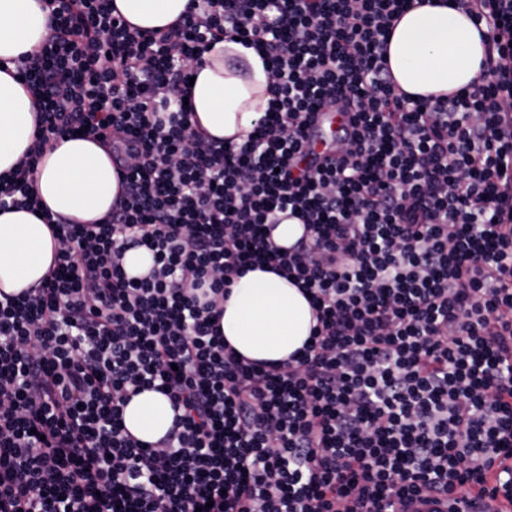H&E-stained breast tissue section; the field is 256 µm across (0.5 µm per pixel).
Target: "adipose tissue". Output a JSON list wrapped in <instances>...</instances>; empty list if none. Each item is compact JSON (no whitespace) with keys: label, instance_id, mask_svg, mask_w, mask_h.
<instances>
[{"label":"adipose tissue","instance_id":"obj_1","mask_svg":"<svg viewBox=\"0 0 512 512\" xmlns=\"http://www.w3.org/2000/svg\"><path fill=\"white\" fill-rule=\"evenodd\" d=\"M190 0H112L132 26L154 30L185 14ZM485 24H474L454 0H421L407 10L387 38L385 56L396 84L414 96L450 94L478 80L486 58ZM39 0H0V174L9 172L32 142V95L17 75L15 59L48 35ZM188 98L199 128L243 143L268 109L269 77L260 54L224 40L204 53L193 70ZM35 191L49 212L79 224L111 209L119 191L108 153L97 143L67 138L46 152ZM59 243L47 224L26 210H0V293L38 283L54 263ZM316 324L308 299L290 279L260 269L236 279L220 319L227 345L252 361L283 362L302 350ZM174 411L160 392L133 396L124 409L126 429L157 443L172 426Z\"/></svg>","mask_w":512,"mask_h":512}]
</instances>
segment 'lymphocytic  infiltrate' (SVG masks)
<instances>
[{"mask_svg":"<svg viewBox=\"0 0 512 512\" xmlns=\"http://www.w3.org/2000/svg\"><path fill=\"white\" fill-rule=\"evenodd\" d=\"M50 34L16 70L33 142L0 209L39 211L47 149L82 133L119 192L90 224L43 214L60 248L0 297V512H393L428 491L504 494L512 458V0H455L488 28L478 83L415 99L383 45L414 0H192L141 31L112 0H40ZM239 39L270 106L236 145L186 105L194 64ZM347 124L309 159L319 109ZM303 234L290 247L282 218ZM153 265L128 276L123 257ZM262 266L317 323L287 361L227 346L235 278ZM156 390L157 444L125 428ZM303 226L296 219H286L277 224L272 233L274 241L284 247L291 246L302 234ZM124 266L129 276H143L148 273L152 266L151 253L145 248L132 249L125 255ZM174 411L160 392L146 390L133 396L124 409L126 429L138 439L156 444L172 426Z\"/></svg>","mask_w":512,"mask_h":512,"instance_id":"1","label":"lymphocytic infiltrate"}]
</instances>
